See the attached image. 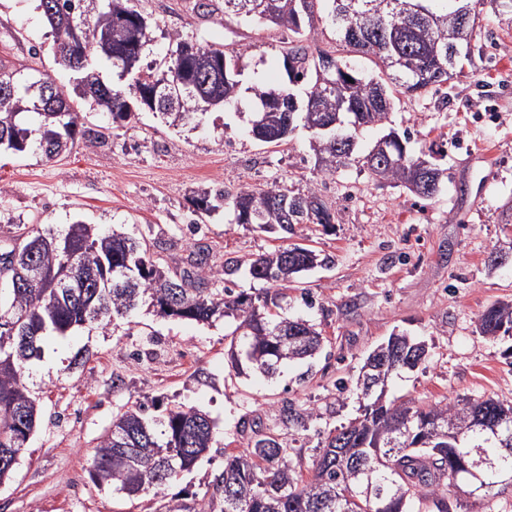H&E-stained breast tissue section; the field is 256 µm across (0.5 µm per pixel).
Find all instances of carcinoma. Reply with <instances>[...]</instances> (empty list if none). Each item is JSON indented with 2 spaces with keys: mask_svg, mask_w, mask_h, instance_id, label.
Here are the masks:
<instances>
[{
  "mask_svg": "<svg viewBox=\"0 0 512 512\" xmlns=\"http://www.w3.org/2000/svg\"><path fill=\"white\" fill-rule=\"evenodd\" d=\"M53 37L55 57L75 94L128 122L135 94L169 125L183 126L198 113L237 103L239 50L190 41L172 34L160 61L143 64L150 23L133 0H39ZM457 0H224V20L267 24L283 34L288 82L303 87L304 110L290 89L261 84L251 91L261 103L252 123L255 140L279 146L298 126L312 130L315 166L324 177L352 161L354 132L382 126L398 95L438 89L462 72L471 47L451 37L459 22ZM329 27L340 46L374 59L366 75L330 50L309 52L307 41ZM331 60L327 71L322 61ZM109 62L117 81H104L100 66ZM104 133L86 129L82 113L64 85L48 73L22 69L0 59V149L23 153L36 144L49 160L80 142L91 145ZM408 132L391 129L363 157L372 175L402 186L420 198L440 191L442 170L411 155ZM193 212L208 216L220 209L232 224H257L266 232H293L296 224L334 223L335 215L318 191L290 194L272 184L235 191L216 186L191 200ZM11 255L27 273L33 262L46 278L33 288H7L0 296V482L9 479L40 418L39 401L25 379L30 362L44 354L48 336H67L79 328L107 326L127 317L148 300L164 318L208 322L232 317L238 325L231 344L235 369L248 367L273 375L288 361L315 355L322 333L303 319L269 310L268 300L245 291L210 287V251L200 245L171 268L162 252L125 233L103 234L97 225L77 220L61 236L24 225ZM332 258L309 245L281 247L246 261L224 260V275L240 270L272 288L288 284ZM130 265L135 279L117 282L113 269ZM484 328L512 329V303L495 301L481 314ZM303 349L280 348L288 336ZM403 348H387L384 378L364 398L358 417L328 433L318 448L311 478L294 470L288 449L277 439L254 432L253 446L224 457L213 481L212 497L221 512H451L447 491L487 497L504 489L512 476V404L499 399L456 398L409 405L387 399L388 382L404 366ZM453 423L456 441L437 437ZM213 423L193 407H173L159 419L145 406L116 415L101 437L93 459V479L133 497L161 490L194 467L211 448Z\"/></svg>",
  "mask_w": 512,
  "mask_h": 512,
  "instance_id": "obj_1",
  "label": "carcinoma"
}]
</instances>
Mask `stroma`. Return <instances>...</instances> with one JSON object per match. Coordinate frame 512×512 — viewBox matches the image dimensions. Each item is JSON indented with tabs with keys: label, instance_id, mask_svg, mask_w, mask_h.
Instances as JSON below:
<instances>
[{
	"label": "stroma",
	"instance_id": "obj_1",
	"mask_svg": "<svg viewBox=\"0 0 512 512\" xmlns=\"http://www.w3.org/2000/svg\"><path fill=\"white\" fill-rule=\"evenodd\" d=\"M469 4L480 18L471 64L439 91L401 97L390 114L388 128L410 132L412 150L432 155L444 171L439 193L423 199L357 163L320 176L306 128L278 147L252 137L254 82L288 83L278 30L228 23L220 12L199 17L193 0H136L151 22L147 59L164 56L176 32L243 49L237 108L173 127L145 109L116 123L85 103V125L104 130L105 141L52 160L34 148L1 152L0 252L15 232L11 218L57 236L83 218L149 243L172 240L175 258L193 243L207 244L210 285L220 288L225 258L308 241L334 263L292 283L284 314L317 324L324 344L275 376L240 374L230 358L232 321L164 319L146 303L131 320L52 337L27 372L42 416L12 478L0 485V512H221L211 499L213 480L225 455L246 449L257 429L278 437L310 476L328 431L357 414L365 358L395 332L425 341L430 356L393 379L392 396L417 405L488 396L512 402V362L503 356L512 336L490 339L478 330L488 305L512 300V259L488 262L512 243L503 217L512 204V21L496 17L490 0ZM0 58L60 73L37 0H0ZM272 183L295 193L317 189L335 224H299L281 239L230 223L223 212L191 225L198 193ZM78 353L82 365L69 369ZM341 379L347 390H338ZM139 402L151 418L178 404L199 409L215 424L214 442L165 490L130 499L96 486L91 462L113 415ZM287 406L306 422H284Z\"/></svg>",
	"mask_w": 512,
	"mask_h": 512
}]
</instances>
